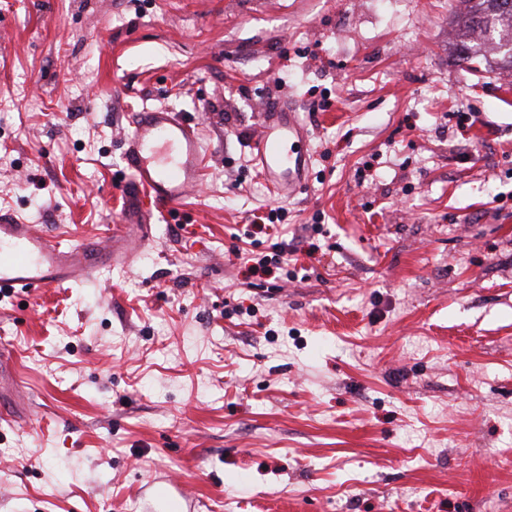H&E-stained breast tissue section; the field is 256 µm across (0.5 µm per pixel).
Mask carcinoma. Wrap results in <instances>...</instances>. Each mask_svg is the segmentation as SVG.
<instances>
[{
    "label": "carcinoma",
    "instance_id": "cac0c4a2",
    "mask_svg": "<svg viewBox=\"0 0 512 512\" xmlns=\"http://www.w3.org/2000/svg\"><path fill=\"white\" fill-rule=\"evenodd\" d=\"M465 9L456 15L458 33L467 38L480 31L496 51L497 64L512 70V0H461ZM462 61L487 68L491 62L480 44L463 43Z\"/></svg>",
    "mask_w": 512,
    "mask_h": 512
}]
</instances>
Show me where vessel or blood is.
<instances>
[{"label": "vessel or blood", "mask_w": 512, "mask_h": 512, "mask_svg": "<svg viewBox=\"0 0 512 512\" xmlns=\"http://www.w3.org/2000/svg\"><path fill=\"white\" fill-rule=\"evenodd\" d=\"M307 133L292 106L264 109L253 150L263 179L290 196L305 185ZM203 160L197 122L169 109L137 112L126 162L133 178L123 187L137 219L121 218L107 236L72 249L0 209V294L38 297L90 279L104 267H124L138 244L148 240L154 209L182 200L199 184Z\"/></svg>", "instance_id": "1"}]
</instances>
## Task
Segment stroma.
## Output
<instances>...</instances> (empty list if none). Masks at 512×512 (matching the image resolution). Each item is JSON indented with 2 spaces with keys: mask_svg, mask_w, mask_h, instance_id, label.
<instances>
[{
  "mask_svg": "<svg viewBox=\"0 0 512 512\" xmlns=\"http://www.w3.org/2000/svg\"><path fill=\"white\" fill-rule=\"evenodd\" d=\"M459 8L0 0V209L105 237L144 108L207 153L129 266L0 298V512H512V71L460 63ZM297 113L289 104L265 108L253 145L263 179L286 196L296 194L306 185L309 165L304 150L307 133ZM275 253H273L270 257L269 255H264L261 258L250 257L247 259L248 262H252V265L248 267V271L253 274L256 273H271L273 268L281 269L282 264L288 266V263L283 258V250L278 247H274Z\"/></svg>",
  "mask_w": 512,
  "mask_h": 512,
  "instance_id": "1",
  "label": "stroma"
}]
</instances>
